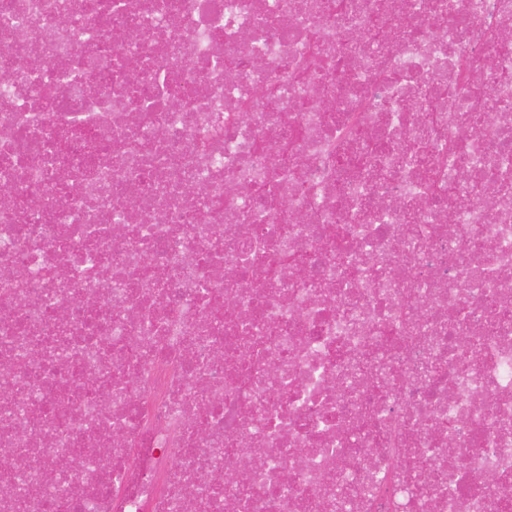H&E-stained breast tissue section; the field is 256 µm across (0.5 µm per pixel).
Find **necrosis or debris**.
Wrapping results in <instances>:
<instances>
[{
	"mask_svg": "<svg viewBox=\"0 0 512 512\" xmlns=\"http://www.w3.org/2000/svg\"><path fill=\"white\" fill-rule=\"evenodd\" d=\"M502 27L0 0V512H512Z\"/></svg>",
	"mask_w": 512,
	"mask_h": 512,
	"instance_id": "1",
	"label": "necrosis or debris"
}]
</instances>
